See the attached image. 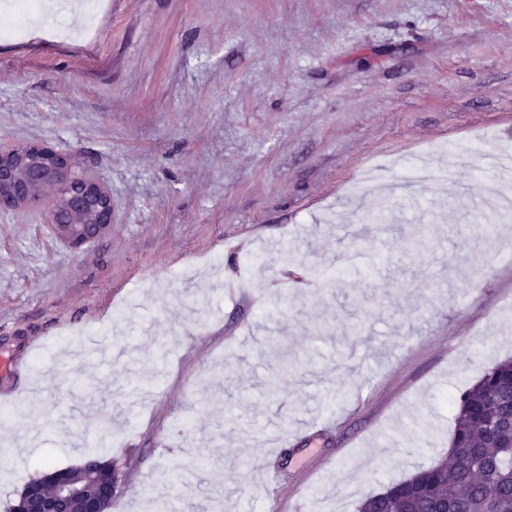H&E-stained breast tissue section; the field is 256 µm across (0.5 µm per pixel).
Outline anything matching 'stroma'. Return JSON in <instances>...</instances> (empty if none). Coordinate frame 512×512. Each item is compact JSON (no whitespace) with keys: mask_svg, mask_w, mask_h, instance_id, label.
Here are the masks:
<instances>
[{"mask_svg":"<svg viewBox=\"0 0 512 512\" xmlns=\"http://www.w3.org/2000/svg\"><path fill=\"white\" fill-rule=\"evenodd\" d=\"M40 28L0 38V147L72 153L112 229L74 250L0 208V363L25 361L0 512L100 445L109 512H357L446 455L459 392L512 357V220L482 205L512 0H100L81 40ZM449 142L447 180L364 177Z\"/></svg>","mask_w":512,"mask_h":512,"instance_id":"obj_1","label":"stroma"}]
</instances>
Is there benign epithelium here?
I'll list each match as a JSON object with an SVG mask.
<instances>
[{
  "label": "benign epithelium",
  "instance_id": "7a95c632",
  "mask_svg": "<svg viewBox=\"0 0 512 512\" xmlns=\"http://www.w3.org/2000/svg\"><path fill=\"white\" fill-rule=\"evenodd\" d=\"M76 168L72 154L39 144L1 147L0 208L45 203L52 232L72 248L105 235L112 227V195ZM81 498L80 484L65 480L53 497L28 490L21 498V512H60L59 502Z\"/></svg>",
  "mask_w": 512,
  "mask_h": 512
}]
</instances>
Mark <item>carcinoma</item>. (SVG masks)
I'll use <instances>...</instances> for the list:
<instances>
[{
  "label": "carcinoma",
  "mask_w": 512,
  "mask_h": 512,
  "mask_svg": "<svg viewBox=\"0 0 512 512\" xmlns=\"http://www.w3.org/2000/svg\"><path fill=\"white\" fill-rule=\"evenodd\" d=\"M358 512H512V359L460 393L448 457L367 495Z\"/></svg>",
  "instance_id": "1"
}]
</instances>
